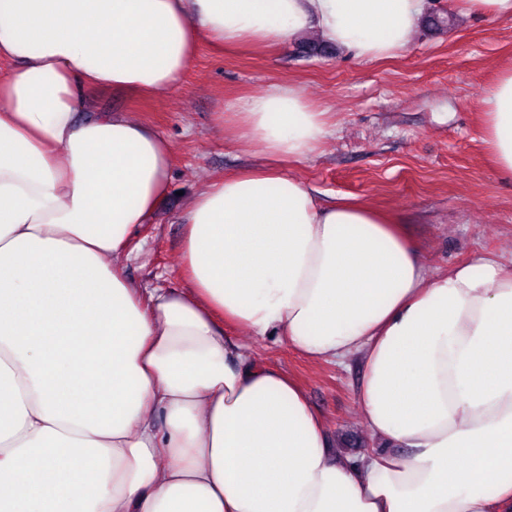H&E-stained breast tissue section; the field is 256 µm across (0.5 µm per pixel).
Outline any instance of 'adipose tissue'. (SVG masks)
<instances>
[{
  "mask_svg": "<svg viewBox=\"0 0 512 512\" xmlns=\"http://www.w3.org/2000/svg\"><path fill=\"white\" fill-rule=\"evenodd\" d=\"M426 0H0V512H512V261L430 275L402 224L319 206L283 162L333 133L291 85L232 123L267 160L203 185L186 290L135 285L129 238L168 188L164 139L98 92L176 89L196 46L313 32L363 62L414 38ZM512 178V68L480 101ZM314 364L357 359L344 459L303 388L228 329Z\"/></svg>",
  "mask_w": 512,
  "mask_h": 512,
  "instance_id": "obj_1",
  "label": "adipose tissue"
}]
</instances>
